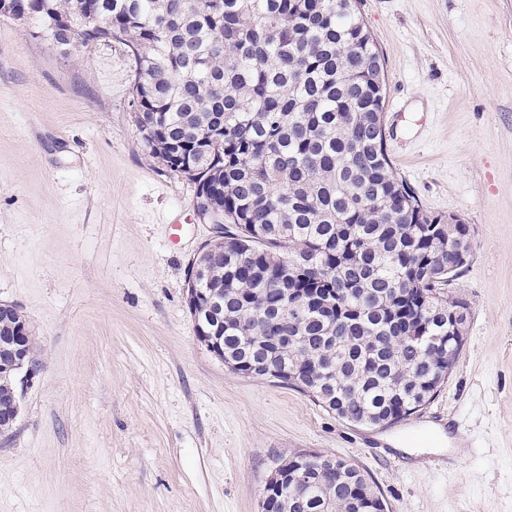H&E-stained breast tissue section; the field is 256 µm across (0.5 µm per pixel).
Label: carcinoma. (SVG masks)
Here are the masks:
<instances>
[{
  "label": "carcinoma",
  "mask_w": 512,
  "mask_h": 512,
  "mask_svg": "<svg viewBox=\"0 0 512 512\" xmlns=\"http://www.w3.org/2000/svg\"><path fill=\"white\" fill-rule=\"evenodd\" d=\"M358 0H0L31 36L67 54L128 47L142 152L198 186L199 210L224 216V353L356 424L394 425L448 377L466 310L457 276L468 226L427 212L387 152L383 59ZM278 336L299 341L278 348ZM263 512H377L366 476Z\"/></svg>",
  "instance_id": "1"
}]
</instances>
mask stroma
Instances as JSON below:
<instances>
[{
	"mask_svg": "<svg viewBox=\"0 0 512 512\" xmlns=\"http://www.w3.org/2000/svg\"><path fill=\"white\" fill-rule=\"evenodd\" d=\"M384 59L387 150L424 208L468 224L447 287L459 356L398 424L338 418L198 342L197 186L144 155L122 43L62 55L0 17V302L34 376L0 434V512H260L304 451L355 465L389 512H512V0H360Z\"/></svg>",
	"mask_w": 512,
	"mask_h": 512,
	"instance_id": "obj_1",
	"label": "stroma"
}]
</instances>
